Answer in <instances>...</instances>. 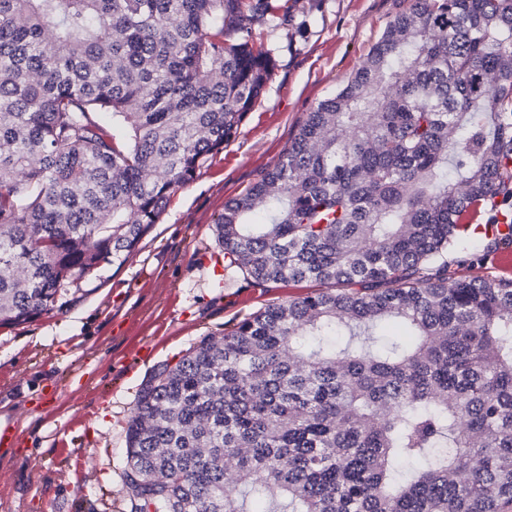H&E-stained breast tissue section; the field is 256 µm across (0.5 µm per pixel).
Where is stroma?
<instances>
[{
    "instance_id": "1",
    "label": "stroma",
    "mask_w": 512,
    "mask_h": 512,
    "mask_svg": "<svg viewBox=\"0 0 512 512\" xmlns=\"http://www.w3.org/2000/svg\"><path fill=\"white\" fill-rule=\"evenodd\" d=\"M409 6L299 0L296 26L271 39L277 65L263 95L126 263L63 312L0 328V422L16 435L0 447V512H134L123 485L126 423L143 385L226 323L316 290L225 275L214 225Z\"/></svg>"
}]
</instances>
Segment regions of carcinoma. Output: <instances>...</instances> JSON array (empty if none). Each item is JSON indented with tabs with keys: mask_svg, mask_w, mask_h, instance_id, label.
<instances>
[{
	"mask_svg": "<svg viewBox=\"0 0 512 512\" xmlns=\"http://www.w3.org/2000/svg\"><path fill=\"white\" fill-rule=\"evenodd\" d=\"M296 13L0 0V326L124 265L261 97ZM471 203L486 248L512 242V0H412L225 203L224 269L323 288L146 385L127 425L135 512L512 506V279L448 261ZM390 320L403 335L384 337Z\"/></svg>",
	"mask_w": 512,
	"mask_h": 512,
	"instance_id": "cac0c4a2",
	"label": "carcinoma"
}]
</instances>
